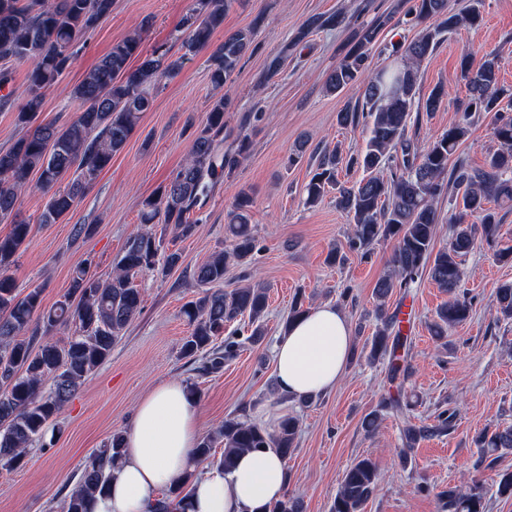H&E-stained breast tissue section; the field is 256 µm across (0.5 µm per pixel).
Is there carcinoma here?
<instances>
[{
    "instance_id": "carcinoma-1",
    "label": "carcinoma",
    "mask_w": 512,
    "mask_h": 512,
    "mask_svg": "<svg viewBox=\"0 0 512 512\" xmlns=\"http://www.w3.org/2000/svg\"><path fill=\"white\" fill-rule=\"evenodd\" d=\"M113 0H0V61L27 67V81L19 95L10 90L0 96V109L14 114L15 124L25 129L12 147L0 150V221L11 219V229L0 235V468L21 466L29 446L41 437L49 423L73 399L84 380L110 356L122 331L141 311V294L132 279L158 265L171 269L181 255L166 252L162 240L152 232L154 224H168L176 239H188L196 228L194 212L210 188L206 178L217 172L232 173L240 164L248 143L218 153L224 142L226 97L210 106L205 120L192 133L185 162L168 182L142 202L140 224L130 235L112 275L103 280L89 273L87 265L75 267L66 294L49 309L42 308L41 288L23 294L7 274L25 243L31 224L13 218L18 192L29 189L49 196L39 216L40 224H56L74 207L88 185L110 165L137 127L142 114L152 107L150 90L159 79L177 73L186 55L207 48L215 30L224 26L229 0H193L186 16L189 30L183 43L185 54L175 56L160 47L143 54L142 32L135 29L112 45L111 50L90 68L73 95L81 110L60 126L41 118L46 90L72 65L77 37L95 28L112 13ZM408 15L418 28L414 38L391 45L389 63L371 67L369 47L391 24L392 15L381 14L362 25L354 46L327 75L329 93L354 87L359 96L354 104L337 113V123L353 130L364 126L365 148L348 160L342 148L323 153L305 185V202L313 206L327 192L336 191V204L354 224L348 248L365 257L370 247L385 240L394 242L391 272L379 279L375 295L379 301L377 324L367 360L385 362L391 379L408 372L407 337L401 320L388 315L385 304L393 294H406L426 275L448 293V302L437 309L429 330L441 341L465 322L471 302L461 295L462 261L482 239L496 248L499 261L512 262V247H498L501 218L490 203L512 205V114L502 101L512 93L501 87L497 56L475 60L469 52L459 59L458 78L469 98L462 118L448 125L427 144L409 134L423 115L437 111L448 97L443 84L434 86L421 99V64L436 51L445 35L461 27L474 28L481 16L474 8L454 10L450 0H413ZM343 17L317 15L306 20L295 42L311 32L331 28ZM256 25L241 28L224 38L210 55L209 77L216 89L224 86L242 57L252 48ZM493 114L492 133L499 148L484 169L470 167L459 149L471 126L480 117ZM359 167L367 173L359 182L346 186L337 180L338 166ZM447 195L458 209L450 224L448 243L436 247L440 224L436 200ZM251 194L237 193L229 213V248L214 252L197 268L193 278L202 292L186 302L182 314L191 327L180 353L194 358L211 355V368L224 366V358L240 343L229 341L224 348L216 341L230 323L246 316L251 323L250 339L264 334L268 309L267 288L240 285L221 288L231 265L250 264L257 240L250 224ZM474 217L476 224L466 223ZM497 312L512 319V282L501 284L495 293ZM61 327L73 329L67 342L53 338ZM406 415L402 427L400 456L408 460L423 439L448 431L455 418L445 409L429 425L413 422L411 403L386 398L361 420L365 433L375 432L387 411ZM300 431L298 419L286 415L273 434L237 417H227L216 432L204 436L195 454L200 461L229 470L238 456L259 448H273L283 458L291 456ZM486 460L512 451V426L482 432L474 440ZM221 453H216L217 447ZM123 433L115 432L85 463L77 485L64 505V512H91L90 505L104 495L112 470L123 456ZM379 481L373 461L354 460L346 469L331 512H364ZM192 475L166 488L153 512H175L188 501ZM442 512H484L483 484L474 480L465 487H450L438 494Z\"/></svg>"
}]
</instances>
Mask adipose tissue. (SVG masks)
Segmentation results:
<instances>
[{"label":"adipose tissue","mask_w":512,"mask_h":512,"mask_svg":"<svg viewBox=\"0 0 512 512\" xmlns=\"http://www.w3.org/2000/svg\"><path fill=\"white\" fill-rule=\"evenodd\" d=\"M353 353L347 316L322 304L290 323L273 350L278 391L300 399L336 388ZM200 405L188 387L166 382L138 404L124 432L125 453L92 512H151L160 489L195 469ZM287 485L285 462L271 448L241 455L231 471L214 466L194 483L187 512H265Z\"/></svg>","instance_id":"ef3b65f1"}]
</instances>
